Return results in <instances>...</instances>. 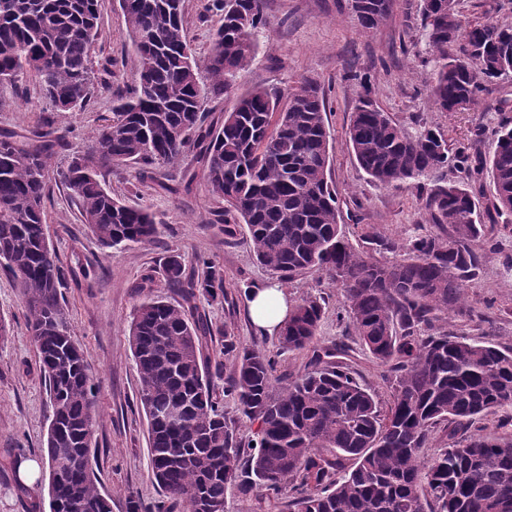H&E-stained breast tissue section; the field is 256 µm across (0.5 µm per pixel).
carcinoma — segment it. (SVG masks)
<instances>
[{"label": "carcinoma", "mask_w": 512, "mask_h": 512, "mask_svg": "<svg viewBox=\"0 0 512 512\" xmlns=\"http://www.w3.org/2000/svg\"><path fill=\"white\" fill-rule=\"evenodd\" d=\"M362 26L378 27L399 0H349ZM99 0H0V84L32 72L59 112L89 105ZM135 45L133 82L101 125L94 144L58 172L68 195L105 249L157 238L155 216L124 204L104 174L127 162L174 164L200 149L209 194L224 202V233L246 225L257 262L291 280L325 274L343 292L348 329L392 372V402L376 396L336 352L313 351L302 372L276 382L257 345L224 334L233 357L224 396L256 428L236 441L203 360L208 322L188 317L196 295L224 301V275L212 262L187 268L167 256L164 273L182 301L148 297L130 316L129 345L139 405L149 425L152 478L189 512H226V489L288 500V512H512V432H470L477 419L506 413L512 422V345L448 334L439 316L463 311L464 283L479 275L483 248H494L477 211L476 185L488 176L495 217L512 223V123L456 145L423 128L410 133L371 98L356 105L348 139L371 181L414 183L430 219L453 234L414 233L400 242L375 232L366 242L379 261L346 242L329 184L326 101L304 82L287 94L252 87L217 125L203 100L230 94L266 26L262 0H215L211 47L200 60L187 41L183 0H120ZM420 42L431 66L428 92L442 112L476 104L485 84L512 75V27L489 17L464 24L456 0H419ZM206 72L210 85L201 83ZM61 136L47 123L29 136L0 139V268L19 288L51 408L42 457L50 512H112L90 464L97 425L96 385L83 347L71 335L60 288L64 272L45 232L47 177ZM324 300L293 301L280 326L288 352L310 346ZM448 446L422 461L432 432Z\"/></svg>", "instance_id": "carcinoma-1"}]
</instances>
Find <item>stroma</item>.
I'll return each instance as SVG.
<instances>
[{
  "label": "stroma",
  "mask_w": 512,
  "mask_h": 512,
  "mask_svg": "<svg viewBox=\"0 0 512 512\" xmlns=\"http://www.w3.org/2000/svg\"><path fill=\"white\" fill-rule=\"evenodd\" d=\"M212 0H184L187 39L198 55L208 51L213 19ZM266 26L258 36V50L240 81L239 90L261 86L287 91L302 81L317 82L327 101L330 129V175L337 197V222L355 247L375 230L399 240L432 230L433 225L416 185L394 189L372 183L358 167L346 135L357 100L359 80L346 79L347 70L368 77L377 105L398 125L414 131L419 124L440 128L452 142L472 138L476 128H497L512 111H500L502 99L512 100V77L489 85L478 103L460 112L439 111L427 85L430 71L413 43L416 10L398 7L377 29L364 30L347 0H263ZM99 36L93 53L94 95L78 112H59L39 92L34 77L22 75L15 86L0 87V135L30 134L51 121L64 132L58 163L85 151L113 101L132 82V43L119 0H100ZM106 184L127 205L144 207L160 221L157 242L122 250L101 249L81 224L75 205L57 177H49L45 199L46 233L66 277L63 305L71 334L83 347L97 385L99 411L92 467L101 489L112 497V512H127L129 500L153 505L162 494L151 478L148 425L139 407V380L128 344L133 308L145 296L178 301L180 295L165 278L163 262L169 252L187 261L204 259L224 274V301L192 302L190 312L211 321L215 331L203 345L213 366L216 388H224L231 360L224 353L225 335L245 345H258L275 361L274 377L286 381L307 362L309 351L281 350L277 337L261 335L253 325L244 291L249 284L275 281L271 271L257 263L241 238L224 235L216 214L222 201L209 195L204 163L198 149L186 151L172 166L128 163L113 167ZM496 250L485 257L479 277L466 282L465 292L476 321L448 314L445 327L456 334L478 335L493 329L499 342L512 344V225L493 226ZM151 276L148 292L138 285ZM291 299L324 294L326 307L313 346L349 347L350 358L362 381L388 406L392 392L387 369L355 343L337 313L342 292L321 273L309 272L284 282ZM0 316L10 333L0 340V512H49L48 479L40 477L34 489L18 486L12 476L14 460L38 456L46 437L50 409L38 356L26 322V308L13 280L0 271Z\"/></svg>",
  "instance_id": "obj_1"
}]
</instances>
